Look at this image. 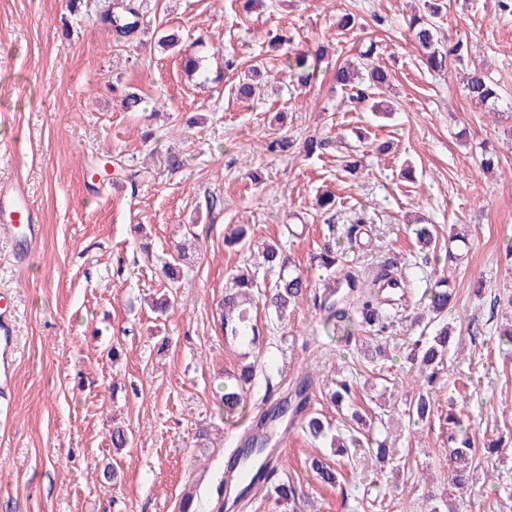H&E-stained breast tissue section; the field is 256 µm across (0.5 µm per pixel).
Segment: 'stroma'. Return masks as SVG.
<instances>
[{
  "label": "stroma",
  "instance_id": "1",
  "mask_svg": "<svg viewBox=\"0 0 512 512\" xmlns=\"http://www.w3.org/2000/svg\"><path fill=\"white\" fill-rule=\"evenodd\" d=\"M111 2L0 0V186L24 185L41 225L25 257L0 228V294L16 314L14 386L0 399V512H180L192 483L212 495L226 452L306 376L309 411L359 447L339 460L328 440L292 427L274 464L297 497L265 487L224 512H374L379 498L387 512H512V346L499 339L512 326V10L446 0L440 20L474 44L503 101L492 112L466 99L459 63L445 77L421 63L405 25L418 0H253L247 10L238 0H137L143 22L129 40L98 21ZM344 12L358 25L342 33ZM169 33L176 47L160 45ZM277 34L326 46L321 81L293 90ZM371 42L390 74L373 96L378 112L332 81ZM188 48L203 66L193 80L182 69ZM255 66L260 95L239 101L234 85ZM129 91L143 99L134 112L121 105ZM283 136L290 150H268ZM312 136L328 144L309 158ZM349 155L353 174L342 168ZM102 158L111 178L91 179ZM325 191L335 216L315 205ZM240 224L251 244L227 246ZM414 224L433 225L436 250L419 247ZM452 229L468 246L449 265ZM188 232L177 301L155 314L161 263ZM329 242L361 280L400 263L410 288L391 327L376 333L353 312L326 333V310L307 296L282 321L254 309L256 346L225 338L217 304L231 274L244 267L258 287L273 281L261 244L284 246L315 289ZM444 266L451 340L426 389L434 414L418 423L407 357L439 329L421 297ZM246 364L251 388L226 416L219 395ZM341 379L354 399L339 410L329 392ZM452 411L480 450L471 492L448 485ZM116 426L129 434L120 450ZM316 458L339 463L335 485L316 480Z\"/></svg>",
  "mask_w": 512,
  "mask_h": 512
}]
</instances>
